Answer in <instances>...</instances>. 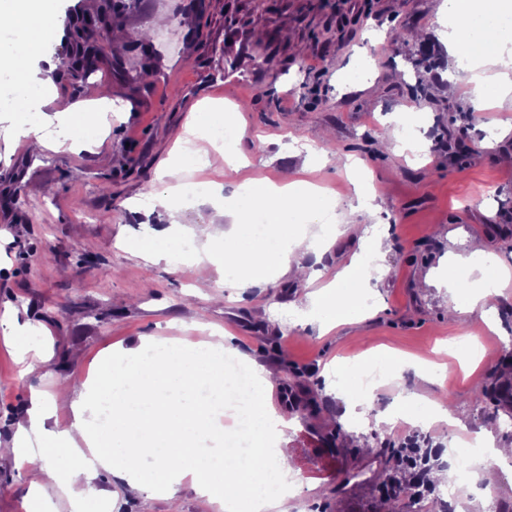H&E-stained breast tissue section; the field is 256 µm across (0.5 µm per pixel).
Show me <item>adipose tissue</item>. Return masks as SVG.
I'll list each match as a JSON object with an SVG mask.
<instances>
[{
  "label": "adipose tissue",
  "mask_w": 512,
  "mask_h": 512,
  "mask_svg": "<svg viewBox=\"0 0 512 512\" xmlns=\"http://www.w3.org/2000/svg\"><path fill=\"white\" fill-rule=\"evenodd\" d=\"M444 6L453 23L438 36L471 63L472 76L462 92L473 111L503 108L512 101V66L504 58L500 39L480 35L478 27L497 22L505 10L504 0H445ZM0 27L10 35L9 41L0 44V71L25 78L26 60L57 35L55 0H0ZM224 121V113L218 111L193 113L178 162L162 173L168 182L165 201L182 194L183 180L198 167L201 151L196 141L222 128ZM333 205L325 188L288 173L276 183L242 184L234 199L220 209L228 225L210 228L206 234L205 255L194 260L197 281L209 285L208 267L219 256L224 259L228 288L262 280L272 268L292 269L301 249L321 259L320 238L294 236L289 228L300 213L309 223H323ZM256 210L267 213L270 224L279 226V234L262 239L252 225L230 221L233 215ZM195 245L193 236H177L164 228L131 249L154 263L180 257L184 248ZM363 288V281L352 274L337 276L331 288L310 294L306 318L324 331L357 319L354 297ZM223 356L220 339L199 345L144 338L101 362L98 381L85 405L72 408V422L54 423L57 402H35L27 426L19 429L10 447L0 449V461L18 466L30 456L31 434L42 437L45 466L31 479L29 512H46V486L69 490L77 473L74 461L85 450L92 456L86 475L105 471L143 492L170 493L187 482L202 497L223 502L226 512H272L285 503L291 504L293 512H309L304 498L284 493L280 487L278 470L288 456L287 448L269 447L287 427L266 404L270 370L252 371L253 390L244 408L250 420L246 461H226L219 452L198 446L201 434L213 427L214 412L194 396L191 382L202 378L212 391H223ZM107 404L113 413L108 425L101 421Z\"/></svg>",
  "instance_id": "ef3b65f1"
}]
</instances>
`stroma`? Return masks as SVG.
<instances>
[{
	"label": "stroma",
	"mask_w": 512,
	"mask_h": 512,
	"mask_svg": "<svg viewBox=\"0 0 512 512\" xmlns=\"http://www.w3.org/2000/svg\"><path fill=\"white\" fill-rule=\"evenodd\" d=\"M443 16V0H137L120 18L99 24L96 63L85 77L61 84L50 72L75 52L70 37L31 57L27 75L44 96L32 115L50 146L29 153L17 113L0 111V317L37 334L38 344L21 357L0 338V446L27 424L36 395L67 399L58 418L71 419L69 404L83 391L73 376L96 375L104 358L140 338L208 341L216 330L250 363L278 371L268 403L289 423L290 477L310 512H382L378 451L414 438L416 427L401 420L382 431L374 417L407 395L452 403L462 423L493 426L500 444L511 445L512 428L490 424L481 390L512 349V281L483 311L452 320L445 303L453 255L479 247L512 271V235L502 229L512 207V165L499 160L512 153V111L482 112L468 122L464 97L430 92L431 85L460 80L456 58L428 70L418 43L392 41L434 34ZM116 29L147 41L135 48L114 43ZM144 70L149 78L138 81ZM91 86L110 89L112 115L92 104ZM224 102L233 106L232 127L246 130L237 149L248 162L231 170L217 153L191 175L221 183L224 197L253 178L278 181L287 169L344 204L357 189L343 168L346 157L365 167L380 209L349 211L343 221L389 236L390 249L364 316L327 332L297 317L309 293L368 257L335 225L307 227L329 240L320 277L300 282L275 272L224 290L217 302L197 287L187 263H149L125 249L168 223L188 232L211 218L210 204L169 211L155 198L166 188L162 170L192 112ZM84 107L98 129L88 143L70 137L71 113ZM397 112L424 140V156L377 148L379 137L391 136ZM451 133L472 147L468 161L449 160L443 143ZM310 144L326 166L313 163ZM480 333L496 345L463 371L448 343ZM372 347L400 355L405 368L373 393L339 387L336 367L364 363ZM429 362L446 364L443 379L424 376ZM287 387L302 405L316 400L320 413L280 406ZM333 429L343 440L331 450L325 439ZM328 451L337 461L330 478L320 459ZM89 483L107 512H224L223 503L188 483L170 495H148L103 472L90 482L77 477L74 492ZM508 503L512 469L504 467L494 487L469 489L457 507L500 512Z\"/></svg>",
	"instance_id": "obj_1"
}]
</instances>
